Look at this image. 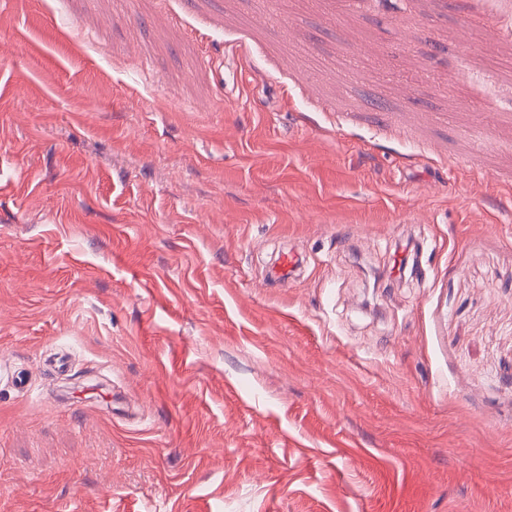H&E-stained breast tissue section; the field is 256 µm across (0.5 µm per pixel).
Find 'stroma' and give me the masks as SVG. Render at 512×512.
<instances>
[{
	"instance_id": "1",
	"label": "stroma",
	"mask_w": 512,
	"mask_h": 512,
	"mask_svg": "<svg viewBox=\"0 0 512 512\" xmlns=\"http://www.w3.org/2000/svg\"><path fill=\"white\" fill-rule=\"evenodd\" d=\"M0 512H512V0H0Z\"/></svg>"
}]
</instances>
